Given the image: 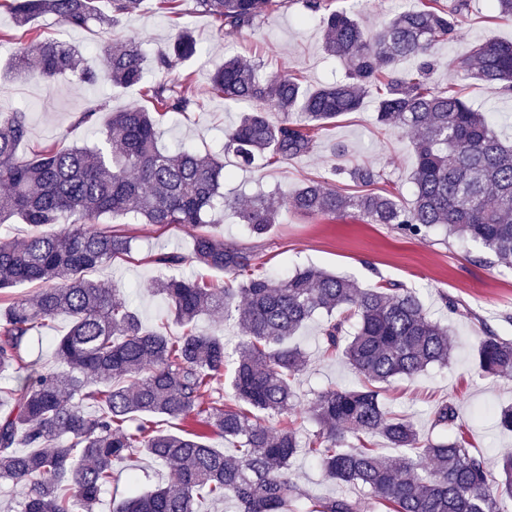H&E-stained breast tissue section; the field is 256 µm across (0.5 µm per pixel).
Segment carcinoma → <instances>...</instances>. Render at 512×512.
<instances>
[{
	"label": "carcinoma",
	"instance_id": "cac0c4a2",
	"mask_svg": "<svg viewBox=\"0 0 512 512\" xmlns=\"http://www.w3.org/2000/svg\"><path fill=\"white\" fill-rule=\"evenodd\" d=\"M220 28H251L278 0H195ZM95 0H10L20 26L52 14L67 28L112 25L140 7V0H111L112 15ZM468 0L444 9L428 0L395 16L377 31L333 10L323 17L324 49L345 67L342 79L308 90L301 77L281 71L263 77L257 66L232 56L214 70L211 88L233 103L270 101L282 114L273 125L264 113L245 112L224 131L217 154L159 147L158 123L196 105L191 83L147 84L145 56L134 38L104 50L98 71L64 42L32 40L11 49L13 71L35 63L49 80L70 74L93 86H146L154 111L132 106L114 112L93 147L43 148L17 155L29 135L26 113L0 111V224L17 218L36 232L0 239V290L36 286L29 296L9 297L0 307V377L19 379L5 390L13 400L0 412V482L22 491L19 512H93L112 484L119 462L146 452L170 467L162 486L136 491L113 512H199L205 499H232L237 512H288L305 496L289 476L302 450L326 476L366 491L386 512H504L512 499V454L491 469L461 436L423 439L408 418L382 406L383 385L412 378L431 364H446L453 345L448 329L430 319L416 293L404 288H362L350 278L314 267L275 280L257 267L256 254L224 243L218 230L230 210L255 238L264 237L282 210L327 220L350 217L393 224L406 235L437 228L469 239L512 267V145L502 141L485 113L473 108L463 88L433 83L434 50L460 36ZM194 33L181 28L153 60L167 73L198 55ZM466 75L493 94L512 96V42L481 43L460 61ZM374 96L377 123L416 135L414 200L397 193L344 194L323 180L280 198L256 195L241 205L224 197L221 156L244 167L258 158L273 164L308 154L316 135ZM331 175L362 188L384 181L371 164L336 166ZM135 224L199 227L189 257L150 256L161 269L188 260L224 273L215 286L202 279L164 274L153 289L167 300L172 323L145 327L119 288L85 273L132 251V238L97 227L100 217ZM68 217L67 227L40 228ZM329 316L322 329L325 353L342 352L360 384L317 393L307 412L318 429L301 439L295 427L294 384L306 367L304 352L290 344L312 317ZM236 317L242 340L230 350L224 337L199 333L202 316ZM65 316L69 328L51 337L61 371H29L27 344L47 322ZM480 370L512 379V341L489 331L479 340ZM227 380L231 402L218 384ZM95 404L89 413L84 404ZM285 418L275 430L269 418ZM150 417L181 421L170 432L148 425ZM456 421L452 405L433 414L434 426ZM215 434L237 443L226 454L210 444ZM362 441L382 436L400 453L345 447L346 435ZM308 512H362L358 499L308 497Z\"/></svg>",
	"mask_w": 512,
	"mask_h": 512
}]
</instances>
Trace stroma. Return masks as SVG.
Here are the masks:
<instances>
[{
	"label": "stroma",
	"mask_w": 512,
	"mask_h": 512,
	"mask_svg": "<svg viewBox=\"0 0 512 512\" xmlns=\"http://www.w3.org/2000/svg\"><path fill=\"white\" fill-rule=\"evenodd\" d=\"M333 9L353 13L370 29L388 23L403 8L419 6L420 0H330ZM189 27L202 44L201 54L177 66L172 78L191 76L200 110L169 115L159 124L161 147L191 148L201 153L217 150L225 128L238 120L240 108L225 103L210 87L208 75L225 57L238 55L260 62L263 74L285 68L301 75L310 88L341 79L342 65L323 48L319 16L309 14L301 0H286L269 12L255 28L219 30L217 22L195 8L194 0H179L174 12L161 10L158 0H143L140 8L99 31L66 29L55 16L40 17L27 26H17L8 6H0V35L18 42L50 37L80 49L88 66L101 68L107 42L138 38L147 54L164 50L180 27ZM462 35L441 45V65L434 78L439 88L464 86L467 96L486 113L498 135L512 142V97L493 95L476 79L466 78L459 67L463 56L487 40L512 41V18L492 13L487 0H470L461 19ZM9 48L0 49V109L22 108L27 112L29 137L17 153L30 157L34 150L55 143L94 146L100 130L77 124L78 113L97 105L118 111L130 105H147L139 88H116L103 82L86 87L75 78L60 77L44 82L36 77L8 74ZM374 101L365 99L359 111L341 116L317 138L310 154L270 165L240 167L234 156L224 158L223 189L227 198L242 200L258 192L287 193L312 179L329 177L338 164L372 163L382 169L386 189L400 193L404 202L414 199L411 174L416 158L413 134L389 130L373 121ZM99 227L134 239L130 256L113 260L88 273L89 279L114 283L138 311L146 327L166 319V300L152 289L157 275L151 254L171 252L189 255L194 228L165 230L151 224H125L121 219L101 218ZM220 230L225 242L254 250L262 271L282 278L314 266L357 281L371 288L394 283L417 292L430 317L447 326L453 342L448 365H433L414 380H398L384 386L382 402L391 414L415 421L426 438H438L432 411L451 404L469 448L496 465L501 455L512 454V432L501 429L495 413L512 404V380L483 375L477 366V341L484 331L512 341V269L496 262L478 244L434 230L421 236L402 234L391 224H366L351 219L327 222L320 217L283 211L278 224L261 239L250 238L242 225L225 220ZM325 319L314 316L299 331L295 341L307 356V367L297 381L296 425L300 436L316 429L306 418L309 402L317 392L352 383L355 374L339 355L325 354L321 329ZM137 473L143 485L164 481L167 470L148 454L118 463L113 481L94 512H112V503L127 493L128 473ZM290 473L309 496L346 495L364 498L360 488L325 476L306 457L292 463Z\"/></svg>",
	"instance_id": "1"
}]
</instances>
